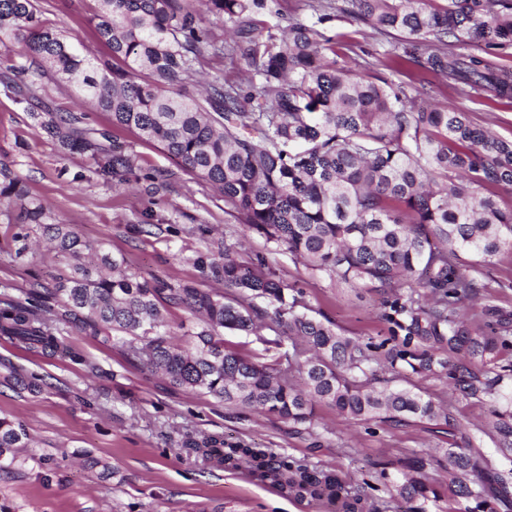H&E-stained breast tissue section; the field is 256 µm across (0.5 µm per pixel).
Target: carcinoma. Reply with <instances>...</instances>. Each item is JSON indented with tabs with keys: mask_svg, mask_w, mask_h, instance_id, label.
<instances>
[{
	"mask_svg": "<svg viewBox=\"0 0 512 512\" xmlns=\"http://www.w3.org/2000/svg\"><path fill=\"white\" fill-rule=\"evenodd\" d=\"M98 39L110 51L93 55L63 30L42 24L35 0H0V33L23 53L7 66L3 88L35 95V79L50 73L79 92L112 122L136 129L183 169L224 196L226 213L250 232L287 250L306 267L355 286L383 290L387 334L378 341L345 336L305 312L265 257L216 244L188 258L206 280L174 288L126 268L103 242L73 224L46 222L45 205L28 196L24 177L0 167V205L13 208L20 231L14 256H27L26 226L34 224L68 256L70 272L55 288L25 299H0V332L57 352L59 327L71 324L175 387L207 394L287 421L295 433L314 434L313 406L321 402L361 423L398 428L410 422L448 426L440 456L416 454L390 480L411 512H427L438 492L426 469L448 475L455 512H512V393L495 389L512 380V318L484 306L491 321L475 325L460 304L480 298L477 267L512 254V205L491 191L512 188V141L475 124L458 106L415 108L401 85L358 73L339 61L341 34H328L336 16L312 7L306 20L283 29L267 18L278 0H199L205 12L236 34L224 48L186 0H96ZM340 12L379 33L406 34L391 63L414 62L419 92L433 78L452 79L480 93L512 96V81L480 55L448 51L472 38L487 49L512 43V0H346ZM228 54L251 66L247 83L215 74L198 95L187 84L208 56ZM68 113L39 122L66 146L90 151L94 174L125 177L130 156L105 149ZM181 305L199 320L182 343L166 330V305ZM271 319L276 336L260 334ZM254 336L265 349L291 341L286 363H263L229 347L224 330ZM497 368L489 377L490 367ZM383 370L382 386L370 381ZM444 377L463 399H494L490 433L504 464L490 481L473 480L486 460L457 441L449 409L415 379ZM24 425L0 417V468L25 446ZM224 463L299 497L327 499L336 512H364L361 495L331 468L318 469L256 448L219 447Z\"/></svg>",
	"mask_w": 512,
	"mask_h": 512,
	"instance_id": "cac0c4a2",
	"label": "carcinoma"
}]
</instances>
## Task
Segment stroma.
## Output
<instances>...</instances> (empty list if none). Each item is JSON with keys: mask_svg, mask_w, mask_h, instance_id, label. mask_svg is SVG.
Segmentation results:
<instances>
[{"mask_svg": "<svg viewBox=\"0 0 512 512\" xmlns=\"http://www.w3.org/2000/svg\"><path fill=\"white\" fill-rule=\"evenodd\" d=\"M43 22L61 26L93 53L108 49L95 35L94 0H37ZM333 30L350 34L353 46L340 54L349 67L408 85L409 71L395 72L378 62L389 37L347 19ZM449 101L471 120L500 138L512 139V98L486 92L465 98L460 88L437 81L421 95L424 104ZM62 113L82 116V125L106 133L109 143L130 155L134 175L109 182L93 172L87 153L73 152L33 120ZM0 163L21 170L29 194L46 206L53 223L75 225L86 238L122 253L135 271L175 286L208 282L188 263L214 239L241 244L249 255L266 257L288 285L298 288L314 316L330 320L344 335L361 339L384 334L381 291L352 288L306 268L285 250L247 232L224 211V198L185 171L155 143L134 130L113 125L109 113L83 101L73 85L52 75L38 82L31 103L0 92ZM166 172L162 186L151 177ZM142 226L130 234V225ZM17 227L0 208V295L22 297L44 285L54 287L69 262L49 248L38 227H30L31 251L24 260L10 256ZM479 280L493 305L512 315V254L482 267ZM63 351L29 350L0 335V415L23 423L27 447L18 449L9 468L0 470V512H330L322 503L301 499L256 481L246 468L230 469L199 447L216 437L226 444L259 448L308 467L333 468L351 489L368 499L370 512H406L391 497L384 476H397L408 458L448 445L447 431L410 423L393 429L357 423L319 404L316 435L296 434L287 421L247 407H227L213 397L172 387L160 375L133 365L120 348H106L68 327L61 330ZM42 377L30 392L14 388L12 373ZM472 436L484 459L501 455L484 430L490 400L458 397L442 378L420 380Z\"/></svg>", "mask_w": 512, "mask_h": 512, "instance_id": "35a3bbf8", "label": "stroma"}]
</instances>
